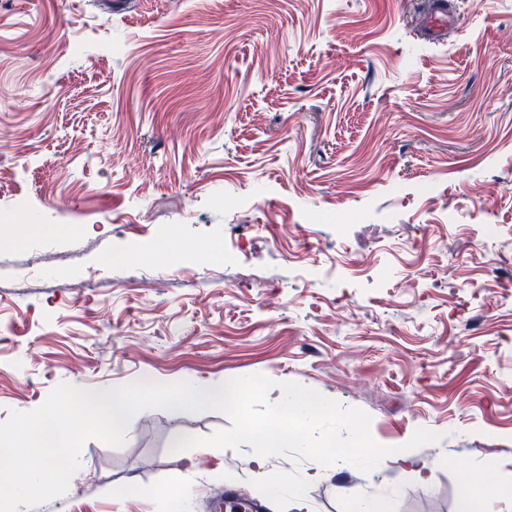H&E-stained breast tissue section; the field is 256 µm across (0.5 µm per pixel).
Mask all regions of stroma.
<instances>
[{
    "instance_id": "stroma-1",
    "label": "stroma",
    "mask_w": 512,
    "mask_h": 512,
    "mask_svg": "<svg viewBox=\"0 0 512 512\" xmlns=\"http://www.w3.org/2000/svg\"><path fill=\"white\" fill-rule=\"evenodd\" d=\"M109 3L0 0V421L62 383L262 373L270 400L294 381L363 410L380 445L441 439L425 481L394 454L260 472L246 444L171 452L223 415L151 408L24 512H167L180 480L187 512H217L296 467L313 512H457L474 475L512 485V0H448L439 44L430 0ZM436 6L429 14L426 22L427 34L432 40L443 39L448 30L455 26L453 16L448 12L446 0H436Z\"/></svg>"
}]
</instances>
